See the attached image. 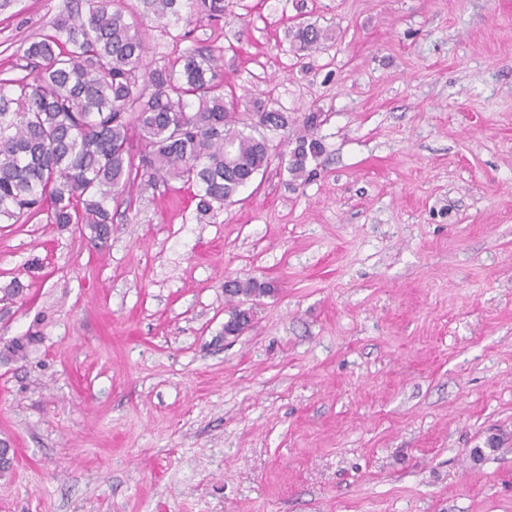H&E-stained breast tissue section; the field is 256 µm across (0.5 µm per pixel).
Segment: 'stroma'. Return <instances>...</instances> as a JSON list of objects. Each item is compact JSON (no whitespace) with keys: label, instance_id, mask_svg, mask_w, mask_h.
<instances>
[{"label":"stroma","instance_id":"1","mask_svg":"<svg viewBox=\"0 0 512 512\" xmlns=\"http://www.w3.org/2000/svg\"><path fill=\"white\" fill-rule=\"evenodd\" d=\"M119 4L149 63L212 50L323 152L208 211L134 185L96 246L0 222V344L44 337L0 363V512H512V0H225L165 32ZM73 5L1 10L0 78ZM228 278L274 286L239 336ZM44 341L38 332H28L12 337L0 347V362H12L26 359L30 352Z\"/></svg>","mask_w":512,"mask_h":512}]
</instances>
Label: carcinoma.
I'll return each mask as SVG.
<instances>
[{"mask_svg":"<svg viewBox=\"0 0 512 512\" xmlns=\"http://www.w3.org/2000/svg\"><path fill=\"white\" fill-rule=\"evenodd\" d=\"M162 31L224 16V0H144ZM300 49L323 34L297 26ZM140 28L105 0H80L29 42L30 73L0 80V220L31 214L46 223L77 225L93 242L108 239L112 197L136 182L180 180L197 188L208 210L232 201L271 158L288 159L297 180L323 152L319 114L301 124L268 104L247 119L226 100L217 59L196 51L179 64L151 67ZM292 129L279 150L251 131ZM44 341L36 332L0 347V362L27 358Z\"/></svg>","mask_w":512,"mask_h":512,"instance_id":"obj_1","label":"carcinoma"}]
</instances>
